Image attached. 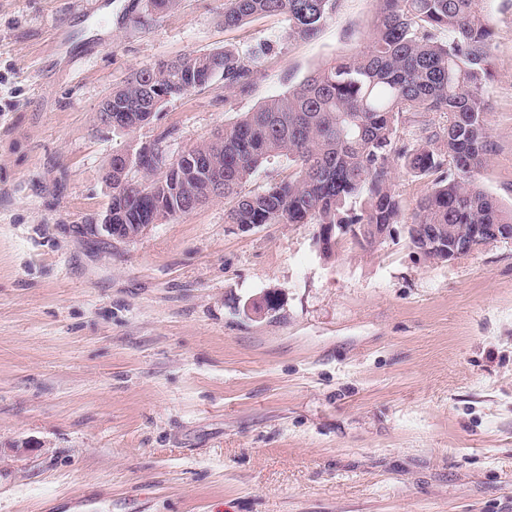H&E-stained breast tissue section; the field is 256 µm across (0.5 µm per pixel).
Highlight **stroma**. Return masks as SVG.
<instances>
[{
    "label": "stroma",
    "instance_id": "35a3bbf8",
    "mask_svg": "<svg viewBox=\"0 0 512 512\" xmlns=\"http://www.w3.org/2000/svg\"><path fill=\"white\" fill-rule=\"evenodd\" d=\"M0 0V512H512V243L433 263L404 236L332 257L316 225L225 223L216 199L107 241L113 150L169 157L369 44L374 0L311 38L224 0ZM495 151L481 187L512 208V0H483ZM97 42L77 63L54 25ZM271 52L248 95L215 79L133 132L97 107L134 70ZM276 311L243 305L265 293Z\"/></svg>",
    "mask_w": 512,
    "mask_h": 512
}]
</instances>
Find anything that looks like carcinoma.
Segmentation results:
<instances>
[{"label":"carcinoma","instance_id":"cac0c4a2","mask_svg":"<svg viewBox=\"0 0 512 512\" xmlns=\"http://www.w3.org/2000/svg\"><path fill=\"white\" fill-rule=\"evenodd\" d=\"M176 0H127L126 12L145 7L163 13ZM340 0H224V27L265 15L286 22L288 36L309 38L336 13ZM370 44L357 56L334 60L297 87L275 97L210 141L192 147L208 167L188 182L172 173L144 192L126 180L112 184V223L156 224L184 211L188 198L211 200L218 180L233 201L228 223L243 230L262 224H315L316 244L325 256L341 241L373 242L371 224L405 223L393 190L396 171L434 177V187L411 217L420 228L438 225L448 239L479 224H511L512 209L483 190L477 175L494 152L487 132L484 89L493 28L481 0H376ZM270 48L260 45L147 65L112 89V111L151 112L220 75L246 95ZM447 115L441 127L433 113ZM417 123V138L406 141L400 127ZM139 154L148 172L161 168L162 139L151 148L112 151ZM288 162V176L244 193L265 164Z\"/></svg>","mask_w":512,"mask_h":512}]
</instances>
